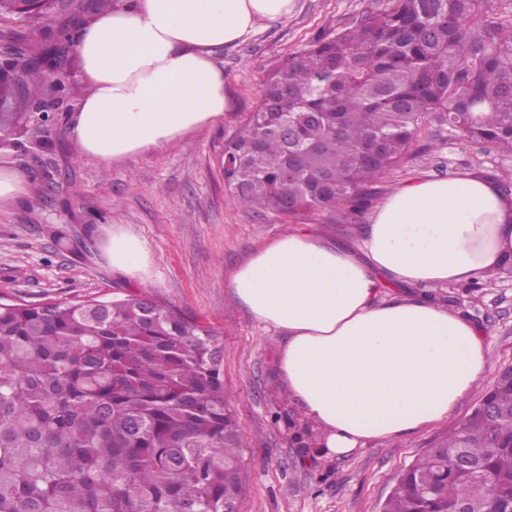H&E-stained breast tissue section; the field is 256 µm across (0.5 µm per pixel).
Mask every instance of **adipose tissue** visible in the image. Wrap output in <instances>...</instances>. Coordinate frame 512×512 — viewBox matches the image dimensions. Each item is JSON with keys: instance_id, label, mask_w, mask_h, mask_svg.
<instances>
[{"instance_id": "1", "label": "adipose tissue", "mask_w": 512, "mask_h": 512, "mask_svg": "<svg viewBox=\"0 0 512 512\" xmlns=\"http://www.w3.org/2000/svg\"><path fill=\"white\" fill-rule=\"evenodd\" d=\"M297 0H114L72 33L88 87L70 120L82 154L104 164L175 142L228 105L216 57ZM113 270L145 282L146 241L115 225ZM512 264V198L492 179L416 177L393 190L356 244L290 232L231 276L237 299L280 332L277 377L321 452L399 440L441 422L489 364L468 317L416 287L472 282Z\"/></svg>"}]
</instances>
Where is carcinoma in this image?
<instances>
[{"label": "carcinoma", "mask_w": 512, "mask_h": 512, "mask_svg": "<svg viewBox=\"0 0 512 512\" xmlns=\"http://www.w3.org/2000/svg\"><path fill=\"white\" fill-rule=\"evenodd\" d=\"M56 0L27 9L0 42L19 58L0 86V131L52 160V118L19 125L52 91L70 46ZM512 153V19L493 0H385L321 33L264 83L225 143L241 203L353 219L369 185L398 167L427 119ZM146 293L0 306V512H224L240 505V426L213 331ZM496 416L470 414L399 476L382 512L512 509V389Z\"/></svg>", "instance_id": "1"}]
</instances>
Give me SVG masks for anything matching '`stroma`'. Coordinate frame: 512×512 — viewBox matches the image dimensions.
<instances>
[{
	"label": "stroma",
	"mask_w": 512,
	"mask_h": 512,
	"mask_svg": "<svg viewBox=\"0 0 512 512\" xmlns=\"http://www.w3.org/2000/svg\"><path fill=\"white\" fill-rule=\"evenodd\" d=\"M383 0H299L285 21L265 23L217 62L224 71L231 107L224 116L168 147L105 166L83 155L69 113H61L50 138L56 190H31L0 210V302L44 303L109 297L142 288L212 328L222 350L221 374L243 431L241 512H381L397 474L436 436L458 424L498 370L512 364V274L484 282L474 292L459 285L429 288L428 296L469 317L485 332L490 365L473 394L443 421L398 441L370 440L347 457L326 458L293 446L300 421L275 378L279 334L266 330L239 304L229 274L258 246L288 231L358 240L369 214L340 223L332 210L293 216L248 207L224 186L225 139L258 101L267 75L302 50L320 31L354 25ZM512 167V155L491 144H468L429 121L421 125L404 162L375 184L371 207L397 186L424 175L449 179L466 172L495 176ZM138 233L155 260L151 283L114 272L104 253L113 225ZM89 239L93 248L57 247L52 232Z\"/></svg>",
	"instance_id": "1"
}]
</instances>
